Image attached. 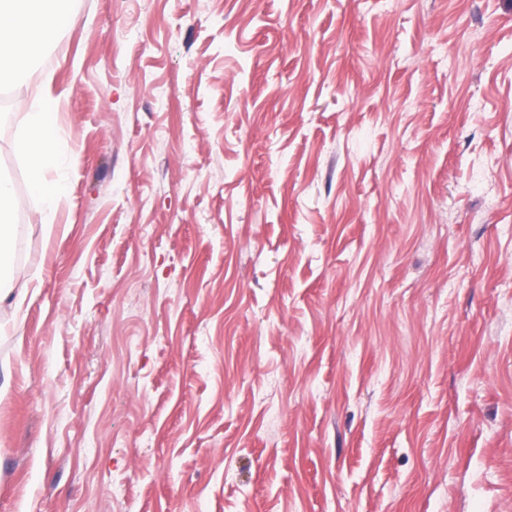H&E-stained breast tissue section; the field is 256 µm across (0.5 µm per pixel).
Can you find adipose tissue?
Returning a JSON list of instances; mask_svg holds the SVG:
<instances>
[{
	"instance_id": "ef3b65f1",
	"label": "adipose tissue",
	"mask_w": 512,
	"mask_h": 512,
	"mask_svg": "<svg viewBox=\"0 0 512 512\" xmlns=\"http://www.w3.org/2000/svg\"><path fill=\"white\" fill-rule=\"evenodd\" d=\"M62 0H0V82H14L32 64L33 53L54 30L66 27L70 18ZM59 114L54 109H32L26 115L21 148L29 170V190L52 213L57 204V187L69 169V157L57 147ZM15 189L0 177V299L6 292L25 297L29 282L3 276L5 260L16 236Z\"/></svg>"
}]
</instances>
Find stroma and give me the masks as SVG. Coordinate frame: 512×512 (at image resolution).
Here are the masks:
<instances>
[{
    "instance_id": "1",
    "label": "stroma",
    "mask_w": 512,
    "mask_h": 512,
    "mask_svg": "<svg viewBox=\"0 0 512 512\" xmlns=\"http://www.w3.org/2000/svg\"><path fill=\"white\" fill-rule=\"evenodd\" d=\"M65 6L0 512H512V0Z\"/></svg>"
}]
</instances>
